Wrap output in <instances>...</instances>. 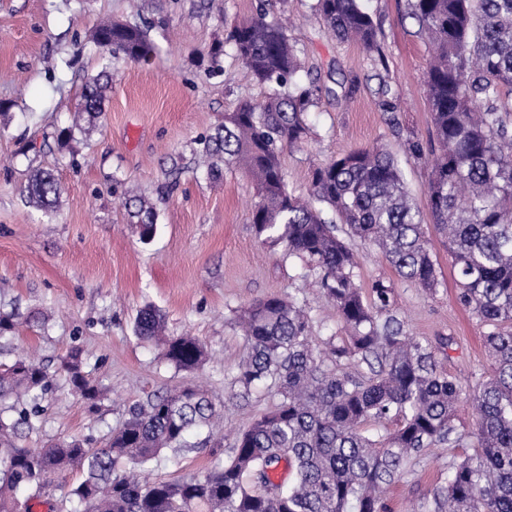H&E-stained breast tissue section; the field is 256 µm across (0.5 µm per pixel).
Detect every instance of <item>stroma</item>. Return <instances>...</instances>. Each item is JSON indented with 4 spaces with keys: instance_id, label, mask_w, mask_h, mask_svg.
Listing matches in <instances>:
<instances>
[{
    "instance_id": "obj_1",
    "label": "stroma",
    "mask_w": 512,
    "mask_h": 512,
    "mask_svg": "<svg viewBox=\"0 0 512 512\" xmlns=\"http://www.w3.org/2000/svg\"><path fill=\"white\" fill-rule=\"evenodd\" d=\"M258 0H0V311L18 313L17 328L0 343V363L34 355L52 378L38 430L24 443L105 438L128 407L148 394L205 384L224 416L216 437L196 436L194 451L176 462L152 464L150 475L175 480L209 468L222 456L219 436H233L272 397L249 404L233 398L232 376L248 345L234 322L241 306L270 296L304 303L318 335L337 330L336 312L315 280L298 276L283 245L261 243L250 223L254 187L239 169L215 182L195 167L197 139L213 130L239 100L265 91L225 49L222 71L209 72V51L225 38L224 23L250 16ZM311 0H273L288 33L307 52L303 81L322 90L309 112L308 139L286 150L282 166L290 192L306 194L313 170L336 156L381 145L394 153L419 209L427 207L430 161L437 148L423 72L430 47L403 13L406 0H363L378 25L386 64L374 67L354 42L334 40ZM144 17L156 46L153 57L133 62L112 57L111 88L96 128L70 127L86 80L101 68L92 42L103 20ZM399 95L384 111L379 87ZM415 136L424 155L409 156ZM52 171L62 186L53 211L27 204L23 189L35 170ZM138 185L158 213L157 229L142 241L122 202ZM430 247L440 284L430 294L401 280L370 247L358 250L357 280L390 282L413 335L451 339L443 369L477 387L491 372L485 329L458 300L448 248L438 235ZM153 306L170 335L203 342L209 359L199 370H175L153 344L133 331L135 317ZM84 351V371L104 397L96 407L71 395L60 368L72 347ZM457 449L438 448L407 469L387 493L388 512H420L423 498L448 481Z\"/></svg>"
}]
</instances>
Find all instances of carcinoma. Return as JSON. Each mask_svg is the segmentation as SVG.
Returning a JSON list of instances; mask_svg holds the SVG:
<instances>
[{
    "mask_svg": "<svg viewBox=\"0 0 512 512\" xmlns=\"http://www.w3.org/2000/svg\"><path fill=\"white\" fill-rule=\"evenodd\" d=\"M314 11L339 41H355L382 62L377 25L360 0H314ZM406 16L434 46L424 83L440 153L431 164L427 204L448 245L460 303L486 328L492 371L479 388L439 369L437 347L414 336L395 307L394 288L357 283L354 246H375L398 276L433 293L437 260L425 225L392 153L382 146L342 154L313 172L307 196L288 190L285 150L302 145L305 114L321 88L299 81L304 48L260 3L230 25L227 41L264 100L244 99L213 133L197 140L198 163L213 180L238 166L255 183V236L284 244L300 261L299 278L319 283L345 335H314L306 308L268 297L237 314L249 351L232 379L248 401L266 389L276 403L255 415L228 444L227 455L200 473L171 481L144 476L166 453L190 449L187 436L222 412L199 386L148 396L127 410L100 446L58 439L19 444L38 428L40 401L51 385L41 364L18 357L0 364V512H30L17 492L37 498L54 479L79 469L68 491L77 512H384L386 489L434 448L473 452L448 466L421 512H512V0H407ZM101 71L86 82L75 111L96 126L111 81L107 55L148 59L156 47L136 21L99 25ZM60 185L39 170L29 202L50 207ZM128 211L146 241L156 212L132 195ZM134 330L163 350L179 371L207 356L194 336L165 335L162 315L140 310ZM82 352L62 360L71 390L93 407L103 395L81 369ZM468 399L475 429L460 432L456 408ZM288 482L273 481L280 463Z\"/></svg>",
    "mask_w": 512,
    "mask_h": 512,
    "instance_id": "carcinoma-1",
    "label": "carcinoma"
}]
</instances>
